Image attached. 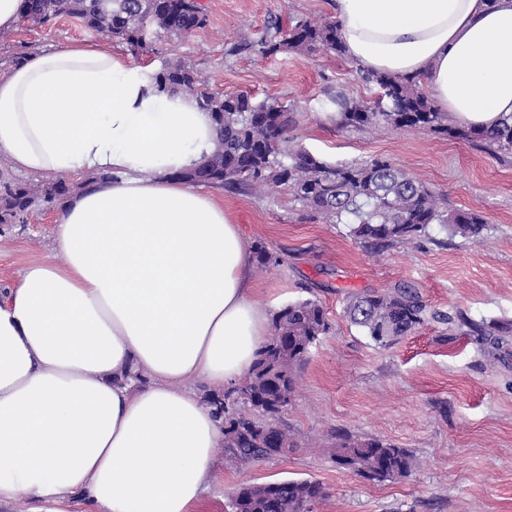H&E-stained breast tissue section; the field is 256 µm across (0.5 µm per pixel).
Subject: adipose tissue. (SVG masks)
Segmentation results:
<instances>
[{
  "label": "adipose tissue",
  "instance_id": "1",
  "mask_svg": "<svg viewBox=\"0 0 512 512\" xmlns=\"http://www.w3.org/2000/svg\"><path fill=\"white\" fill-rule=\"evenodd\" d=\"M345 55L425 82L451 121L512 116V0H333ZM216 130L191 99L97 45L0 73V158L37 177L104 172L56 221L64 265L0 301V512H193L224 422L203 400L269 335L253 254L211 195L177 180Z\"/></svg>",
  "mask_w": 512,
  "mask_h": 512
}]
</instances>
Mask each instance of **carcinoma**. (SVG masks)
<instances>
[{
    "instance_id": "carcinoma-1",
    "label": "carcinoma",
    "mask_w": 512,
    "mask_h": 512,
    "mask_svg": "<svg viewBox=\"0 0 512 512\" xmlns=\"http://www.w3.org/2000/svg\"><path fill=\"white\" fill-rule=\"evenodd\" d=\"M60 17L73 18L142 53L152 50L153 38L161 31L186 36L207 22L197 0H23V22L45 26ZM273 29L275 35L260 43L258 52L263 56L288 49L343 52L339 24L334 21H299L285 36L278 26ZM362 79L376 86L380 97L374 102L337 101L341 125L428 128L512 154V116L491 130L452 127L448 113L439 110L418 80H397L365 71ZM156 81L161 91L194 100L215 124L210 154L192 170L175 174L179 180L244 193L283 186L304 209L349 225L354 239L375 248L428 238L435 224L450 238L474 242L487 230L480 214L448 209L445 195L388 161L333 165L291 145V116L286 107L257 102L248 94L215 92L188 62H168L156 74ZM76 190L75 184L60 178L45 183L1 181L0 224L12 223L16 215L40 202L63 204ZM345 313L353 325L382 346L413 333L427 315L420 296L405 287L355 294ZM435 318L496 344L512 333V324L474 321L458 309ZM328 329L317 300L283 307L273 315L271 336L248 374L224 396L206 397L215 414L224 418V450L230 460L266 459L294 447L293 438L276 423V417L292 400L296 367ZM333 456L368 480L403 477L414 467L413 456L406 449L376 438L338 434ZM325 496L324 487L316 480L252 483L231 497L230 508L231 512H308V506Z\"/></svg>"
}]
</instances>
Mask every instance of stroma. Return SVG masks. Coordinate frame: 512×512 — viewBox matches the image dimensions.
Here are the masks:
<instances>
[{"instance_id": "stroma-1", "label": "stroma", "mask_w": 512, "mask_h": 512, "mask_svg": "<svg viewBox=\"0 0 512 512\" xmlns=\"http://www.w3.org/2000/svg\"><path fill=\"white\" fill-rule=\"evenodd\" d=\"M207 18L191 35L162 36L152 51H113L159 71L170 60L195 64L222 94L247 92L288 108V136L322 160L365 165L377 158L446 195L454 209L481 214L480 243L440 231L376 250L349 228L307 212L284 187L261 193L209 194L222 203L249 244L263 243L276 263L254 270L255 298L268 313L318 300L330 330L296 371L291 403L277 416L297 445L287 454L246 463L223 460L200 512H231L232 494L248 483L319 481L316 512H512V341L492 348L463 330L427 320L394 344H376L345 316L350 295L416 290L430 310L461 309L474 320L512 323V155L422 128H343L340 98L372 100L346 55L254 50L271 20L283 27L334 19L332 0H199ZM76 21L19 22L0 31V70L31 53L73 43L100 44ZM59 206L38 204L23 223L0 228V295L29 264H63L54 243ZM344 431L407 449L404 477L368 481L333 460Z\"/></svg>"}]
</instances>
